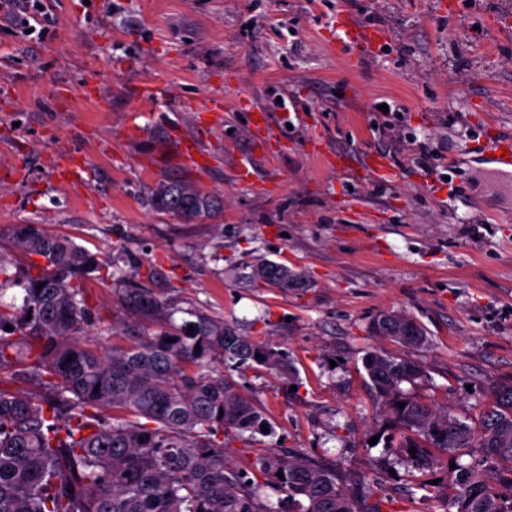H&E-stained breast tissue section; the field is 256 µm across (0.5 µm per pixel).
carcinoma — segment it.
Returning <instances> with one entry per match:
<instances>
[{"instance_id": "cac0c4a2", "label": "carcinoma", "mask_w": 512, "mask_h": 512, "mask_svg": "<svg viewBox=\"0 0 512 512\" xmlns=\"http://www.w3.org/2000/svg\"><path fill=\"white\" fill-rule=\"evenodd\" d=\"M150 202L188 221L224 208L221 195L186 180L157 184ZM10 239L29 261L12 272L0 256V294L22 290L19 305L0 300V512H383L384 499L345 487L308 452L226 454L230 434H260L267 421L224 365L288 373L287 356L269 342L195 312L157 330L117 319L112 328L125 343L98 351L85 342L96 319L87 288L112 286L119 269L39 224L16 225ZM250 279L284 291L304 286L271 261L254 265ZM124 296L147 315L162 307L142 283ZM371 332L402 345L425 340L415 319L393 312L379 314ZM363 367L385 399L384 447L421 472L446 455L456 465L450 491L426 481L419 489L455 512H512L511 384L469 424L401 391L422 374L412 361L372 351ZM486 466L496 476H485Z\"/></svg>"}]
</instances>
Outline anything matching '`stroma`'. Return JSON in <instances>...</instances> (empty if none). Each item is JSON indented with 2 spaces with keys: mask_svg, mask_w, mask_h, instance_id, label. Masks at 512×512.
Listing matches in <instances>:
<instances>
[{
  "mask_svg": "<svg viewBox=\"0 0 512 512\" xmlns=\"http://www.w3.org/2000/svg\"><path fill=\"white\" fill-rule=\"evenodd\" d=\"M340 15L385 30L373 55L337 43ZM27 19L0 17V250L13 225H44L123 258L125 280L154 278L175 323L197 309L286 353L287 377L233 370L272 432L232 437L229 456L304 449L374 489L383 512H445L411 464L369 447L384 405L362 359L419 365L402 390L462 420L512 382V173L465 150L512 134V0H37ZM150 81L173 92L165 113L136 95ZM214 98L220 123L202 109ZM383 100L401 111L375 110ZM258 109L272 120L262 139ZM132 125L141 140L122 137ZM176 136L198 139L203 170L180 164ZM377 155L394 181L363 170ZM73 159L80 176L61 183ZM183 177L222 195L223 211L187 222L153 210L150 190ZM263 259L304 287H255ZM89 293L91 345L121 344L118 316L161 324L118 290ZM384 311L413 317L424 342L371 334Z\"/></svg>",
  "mask_w": 512,
  "mask_h": 512,
  "instance_id": "obj_1",
  "label": "stroma"
}]
</instances>
